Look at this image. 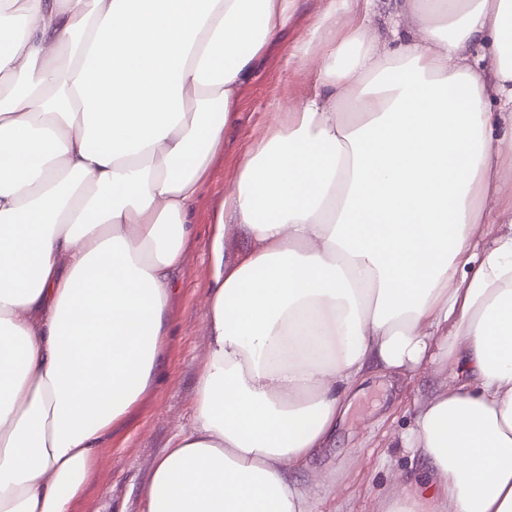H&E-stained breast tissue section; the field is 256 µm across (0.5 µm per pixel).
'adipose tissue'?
Segmentation results:
<instances>
[{"label": "adipose tissue", "instance_id": "1", "mask_svg": "<svg viewBox=\"0 0 512 512\" xmlns=\"http://www.w3.org/2000/svg\"><path fill=\"white\" fill-rule=\"evenodd\" d=\"M299 2L0 0V512H70L151 389L193 205ZM313 56L213 215L193 423L142 512H314L294 475L362 382L430 368L393 436L427 479L384 512H512V0H327Z\"/></svg>", "mask_w": 512, "mask_h": 512}]
</instances>
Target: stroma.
Returning <instances> with one entry per match:
<instances>
[{
    "instance_id": "obj_1",
    "label": "stroma",
    "mask_w": 512,
    "mask_h": 512,
    "mask_svg": "<svg viewBox=\"0 0 512 512\" xmlns=\"http://www.w3.org/2000/svg\"><path fill=\"white\" fill-rule=\"evenodd\" d=\"M323 6V0H304L291 24L268 44L241 87L236 122L226 132L224 152L213 163L194 204L187 258L174 275L172 336L164 365L153 389L105 436L71 512H140L151 461L192 421L209 288L205 243L213 211L231 187L243 155L268 124L271 106L299 100L307 93L308 67H289L288 57ZM435 384L431 372L394 385L381 377L369 382L365 396L337 429L335 447L317 461L323 477L316 489L317 512H379L392 475L402 471L420 474V461L407 449L392 447L389 439L392 432L411 426L416 400L427 396Z\"/></svg>"
}]
</instances>
